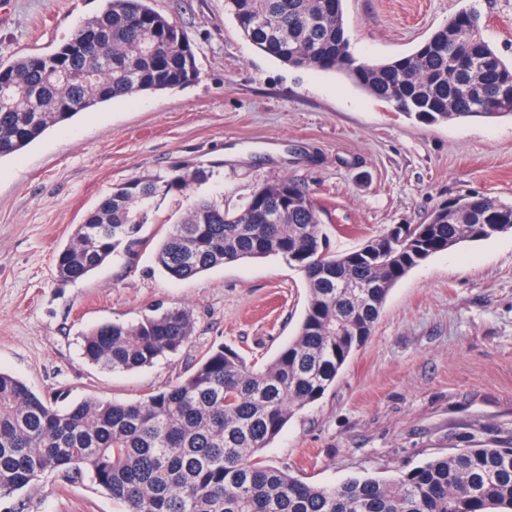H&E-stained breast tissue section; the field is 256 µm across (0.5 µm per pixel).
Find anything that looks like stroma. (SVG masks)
<instances>
[{"mask_svg":"<svg viewBox=\"0 0 512 512\" xmlns=\"http://www.w3.org/2000/svg\"><path fill=\"white\" fill-rule=\"evenodd\" d=\"M176 22L197 76L80 112L0 161V370L59 407L87 396L134 402L186 374L210 347L263 365L294 336L308 293L279 256L178 280L154 244L191 196L240 206L257 185L296 182L316 202L331 246L346 251L396 224H420L458 196L512 201V118L428 124L343 76L293 68L247 40L224 0H150ZM106 0H0V62L51 52ZM512 60V0H346L350 50L364 63L413 53L462 10ZM210 171L190 195L161 199L147 247L61 283L55 257L85 215L127 181ZM194 319L187 345L152 365L106 370L82 355L103 322L156 308ZM512 438V231L438 252L390 291L368 340L335 386L296 413L262 452L311 484L387 478L436 456ZM0 512H119L91 479L46 475Z\"/></svg>","mask_w":512,"mask_h":512,"instance_id":"obj_1","label":"stroma"}]
</instances>
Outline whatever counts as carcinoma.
I'll return each instance as SVG.
<instances>
[{"label": "carcinoma", "instance_id": "obj_1", "mask_svg": "<svg viewBox=\"0 0 512 512\" xmlns=\"http://www.w3.org/2000/svg\"><path fill=\"white\" fill-rule=\"evenodd\" d=\"M243 35L294 68L345 75L370 96L427 123L512 116V62L461 11L408 55L365 64L346 36L344 0H224ZM197 74L182 29L149 0H107L56 50L0 64V160L100 103L172 90ZM204 180L198 172L143 177L112 190L56 255L65 282L86 278L143 244L157 199ZM256 206L197 198L155 251L169 276L281 256L300 270L308 304L294 336L255 367L222 345L141 401L87 397L65 409L0 371V498L46 473L90 477L122 512H512V441L437 456L390 479L307 483L259 453L297 412L320 400L371 335L390 290L432 255L512 230V203L463 195L422 224H399L336 252L311 197L287 179L262 183ZM194 329L185 307L136 324L106 322L84 357L133 370L178 351Z\"/></svg>", "mask_w": 512, "mask_h": 512}]
</instances>
